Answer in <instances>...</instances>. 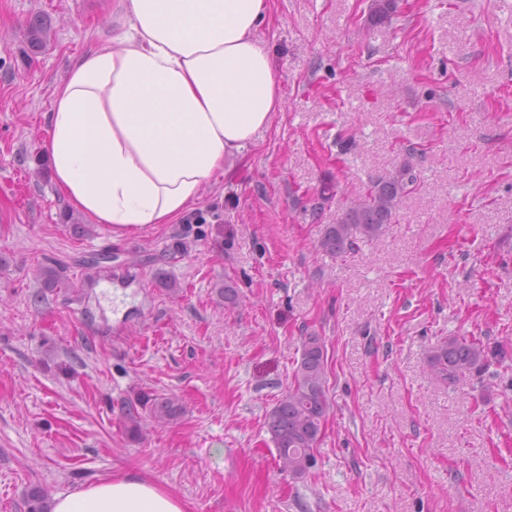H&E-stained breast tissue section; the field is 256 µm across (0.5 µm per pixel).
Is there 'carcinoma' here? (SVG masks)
<instances>
[{
    "label": "carcinoma",
    "instance_id": "obj_1",
    "mask_svg": "<svg viewBox=\"0 0 512 512\" xmlns=\"http://www.w3.org/2000/svg\"><path fill=\"white\" fill-rule=\"evenodd\" d=\"M396 9V0H373L371 18L377 24H386ZM413 183L412 168L407 163L374 182L364 197L350 206L337 223L327 225L319 248L340 254L353 249L359 240L378 237L384 226L392 223L402 197ZM504 357V350H493L475 337L450 336L433 347L428 365L440 380L455 383L468 375H483L493 361ZM326 383L325 345L322 337L311 332L303 337L292 384L266 415L267 430L277 451L279 467L294 478L303 477L314 464L330 408ZM142 409L149 410L158 421L173 420L181 412L177 400L172 397L143 395L136 402L127 403L122 414L126 430L132 437L140 433ZM48 504L49 494L44 489H35L28 496V512H48Z\"/></svg>",
    "mask_w": 512,
    "mask_h": 512
}]
</instances>
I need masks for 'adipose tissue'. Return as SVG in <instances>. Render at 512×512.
<instances>
[{
    "label": "adipose tissue",
    "instance_id": "adipose-tissue-1",
    "mask_svg": "<svg viewBox=\"0 0 512 512\" xmlns=\"http://www.w3.org/2000/svg\"><path fill=\"white\" fill-rule=\"evenodd\" d=\"M126 32L54 91L47 156L70 206L113 233L185 215L283 109L257 33L270 0H117ZM52 512H186L138 476L54 498Z\"/></svg>",
    "mask_w": 512,
    "mask_h": 512
}]
</instances>
